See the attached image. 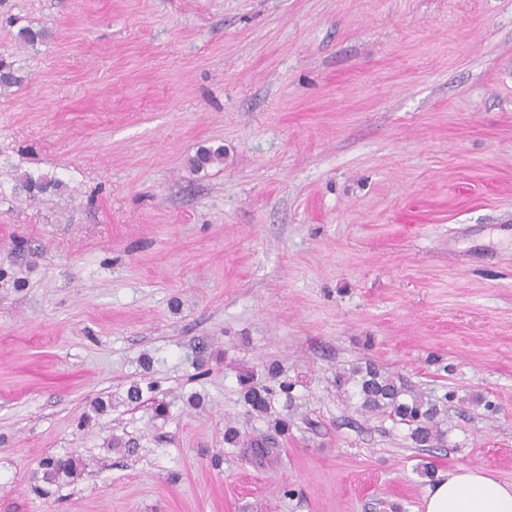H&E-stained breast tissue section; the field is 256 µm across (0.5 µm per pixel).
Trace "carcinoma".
Returning a JSON list of instances; mask_svg holds the SVG:
<instances>
[{
  "label": "carcinoma",
  "mask_w": 512,
  "mask_h": 512,
  "mask_svg": "<svg viewBox=\"0 0 512 512\" xmlns=\"http://www.w3.org/2000/svg\"><path fill=\"white\" fill-rule=\"evenodd\" d=\"M273 384L254 386L249 384L252 377L244 381L248 386L244 392V402L251 418H262L272 409L276 397L291 399L293 384L281 377L279 369L268 368ZM340 387L353 389L357 400L356 409L363 414L385 415L409 429L410 439L418 445H432L443 440L445 431L441 429V411L422 393L405 385L395 377L379 370L356 367L337 375ZM288 434V420L274 418L268 421L267 431L258 435L246 431L244 427L227 425L224 430V444L236 448L252 464L262 467L274 461L279 455L278 438ZM41 479L47 484H70L78 480L86 469L82 459L72 455L46 457L41 461Z\"/></svg>",
  "instance_id": "carcinoma-1"
}]
</instances>
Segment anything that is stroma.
Returning a JSON list of instances; mask_svg holds the SVG:
<instances>
[{
    "label": "stroma",
    "mask_w": 512,
    "mask_h": 512,
    "mask_svg": "<svg viewBox=\"0 0 512 512\" xmlns=\"http://www.w3.org/2000/svg\"><path fill=\"white\" fill-rule=\"evenodd\" d=\"M1 72L0 512L512 483V0H0ZM272 361L290 430L258 468L224 429ZM369 362L440 406L441 444L355 411L336 377ZM41 479L47 484H70L78 480L86 469L82 459L73 455L46 457L41 461Z\"/></svg>",
    "instance_id": "35a3bbf8"
}]
</instances>
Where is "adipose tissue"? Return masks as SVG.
<instances>
[{"label":"adipose tissue","instance_id":"adipose-tissue-1","mask_svg":"<svg viewBox=\"0 0 512 512\" xmlns=\"http://www.w3.org/2000/svg\"><path fill=\"white\" fill-rule=\"evenodd\" d=\"M423 512H512V483L479 469L442 471L425 489Z\"/></svg>","mask_w":512,"mask_h":512}]
</instances>
